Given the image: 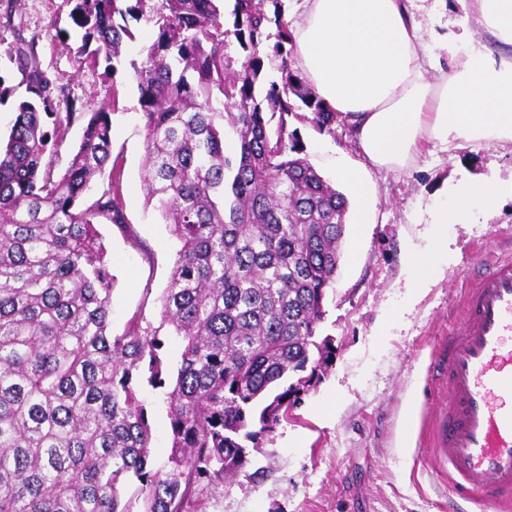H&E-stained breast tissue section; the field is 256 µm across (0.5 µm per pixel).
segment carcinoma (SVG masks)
<instances>
[{
	"mask_svg": "<svg viewBox=\"0 0 512 512\" xmlns=\"http://www.w3.org/2000/svg\"><path fill=\"white\" fill-rule=\"evenodd\" d=\"M83 54L119 58L129 20L158 27L131 63L140 92L143 181L180 243L157 328L109 331L112 273L100 224L127 223L112 112L55 111L64 76L34 40L8 51L25 98L0 148V512H189L192 490L247 463L329 345L312 341L349 208L301 156L288 117L321 133L338 113L292 68L279 0H74ZM240 48L225 52L226 26ZM278 61L266 80L264 60ZM52 119V128L44 119ZM82 137L64 172L70 126ZM237 141L224 149L226 128ZM180 340L171 378L162 327ZM318 358H313V354ZM168 388L170 446L157 465L143 392Z\"/></svg>",
	"mask_w": 512,
	"mask_h": 512,
	"instance_id": "1",
	"label": "carcinoma"
}]
</instances>
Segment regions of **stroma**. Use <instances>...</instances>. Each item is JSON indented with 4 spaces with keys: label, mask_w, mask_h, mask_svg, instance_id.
I'll return each instance as SVG.
<instances>
[{
    "label": "stroma",
    "mask_w": 512,
    "mask_h": 512,
    "mask_svg": "<svg viewBox=\"0 0 512 512\" xmlns=\"http://www.w3.org/2000/svg\"><path fill=\"white\" fill-rule=\"evenodd\" d=\"M71 0H0V75L16 91L0 104V141L6 140L24 96L7 56L15 35L35 39L42 69L65 75L57 110L67 101L88 112L108 104L112 112V160L122 171L121 197L128 223L100 225L113 275L111 330L133 323L159 326L160 299L176 259L177 244L143 183L144 130L132 62L156 37L152 24L132 22L116 70L99 64L75 70L82 31ZM415 14L426 33H462L472 24L459 0H417ZM300 108L288 118L303 154L327 180L336 167L362 158L344 126L322 134ZM512 175V149L476 147L448 154L427 147L402 172L370 171L373 220L347 213L336 281L325 299L320 336L334 352L319 381L303 394L288 419L250 449L246 466L224 483L204 489L194 512H450L448 465L438 447L448 387L438 377L440 344L462 320L474 266L493 255H512V200L490 220L448 227L454 259L429 287L412 289L405 278L409 251L428 243L418 221L426 205L442 198L461 175L482 179ZM152 446L164 462L169 443L163 390H145Z\"/></svg>",
    "instance_id": "1"
}]
</instances>
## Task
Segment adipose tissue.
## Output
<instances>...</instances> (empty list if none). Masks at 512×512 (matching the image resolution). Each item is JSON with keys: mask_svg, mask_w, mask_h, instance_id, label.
Here are the masks:
<instances>
[{"mask_svg": "<svg viewBox=\"0 0 512 512\" xmlns=\"http://www.w3.org/2000/svg\"><path fill=\"white\" fill-rule=\"evenodd\" d=\"M478 39L437 38L455 61L443 70L426 52L414 0H293L295 68L346 117L364 166L396 172L427 144L446 152L512 146V0H461ZM501 44L496 53L492 44ZM449 204L430 207L428 252L406 261L409 285L424 288L448 262L445 228L471 221L474 205L494 213L512 199V177L449 183Z\"/></svg>", "mask_w": 512, "mask_h": 512, "instance_id": "adipose-tissue-1", "label": "adipose tissue"}]
</instances>
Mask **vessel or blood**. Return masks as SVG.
<instances>
[{"instance_id":"b4317fda","label":"vessel or blood","mask_w":512,"mask_h":512,"mask_svg":"<svg viewBox=\"0 0 512 512\" xmlns=\"http://www.w3.org/2000/svg\"><path fill=\"white\" fill-rule=\"evenodd\" d=\"M448 414L439 443L457 497L512 507V258L491 260L465 297L444 357Z\"/></svg>"}]
</instances>
